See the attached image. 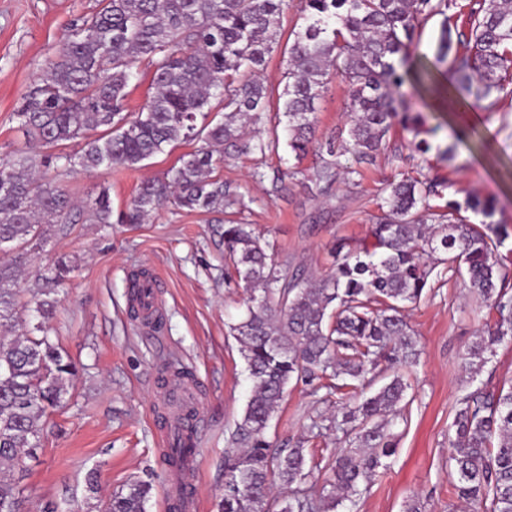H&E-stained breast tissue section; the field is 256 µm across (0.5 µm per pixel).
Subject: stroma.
Listing matches in <instances>:
<instances>
[{"mask_svg":"<svg viewBox=\"0 0 512 512\" xmlns=\"http://www.w3.org/2000/svg\"><path fill=\"white\" fill-rule=\"evenodd\" d=\"M97 0H0V156L24 147L27 137L15 113L29 87L61 49L72 24L91 12ZM305 24L299 0H288L277 44L261 78L272 94L285 85L284 72L295 32ZM345 86L332 80L318 103V139L347 121ZM411 113L425 119L419 136L443 144L465 131L467 146L448 162L436 152H416V135L394 125L374 161L347 175L346 157L336 161V179L315 191L322 160L308 154L295 161L287 148L264 157H229L218 174L249 204L246 222L256 225L276 261L305 276L322 277L334 265L336 239L367 240L378 213L382 189L393 176L427 174L449 185L497 200L496 218L512 226V99L495 111L448 112L423 89L409 101ZM192 145L165 147L137 169L115 168L62 176L75 202L108 188L113 209H120L142 181L162 177ZM297 167L285 180L286 191H272L277 171ZM265 180L254 178V169ZM65 259L71 272L61 302L49 321L51 337L72 358L78 380L60 407L52 410L41 448L24 457L17 474L27 487L24 512H102L108 496L131 478L151 481L147 512H169L167 472L159 450L165 441L161 417L165 381L191 371L201 394L198 464L189 479L198 495L196 512H219L224 495V458L229 438L250 393L241 344L231 330L244 316L245 289L228 283L224 250L206 215L168 203L142 224H75L68 234H50L43 249L31 252L17 282L28 289L36 273ZM145 270L153 275L164 300L161 328H149L129 315L128 280ZM487 309L462 279L452 276L426 290L408 312L420 343L419 363L411 378L410 404L394 428L396 452L385 458L355 510L403 512L419 496L425 512H460L451 483L450 426L460 391L470 386L494 389L512 383V343L499 347L494 360L469 377L461 355L482 327ZM337 397L312 393L291 383L275 412L266 438L271 447L302 443L315 468L304 484L317 506L327 505L334 481L332 456L345 448L342 434L313 436L312 416L339 409Z\"/></svg>","mask_w":512,"mask_h":512,"instance_id":"stroma-1","label":"stroma"}]
</instances>
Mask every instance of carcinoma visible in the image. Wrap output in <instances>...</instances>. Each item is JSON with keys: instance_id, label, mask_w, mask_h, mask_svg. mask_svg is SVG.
<instances>
[{"instance_id": "1", "label": "carcinoma", "mask_w": 512, "mask_h": 512, "mask_svg": "<svg viewBox=\"0 0 512 512\" xmlns=\"http://www.w3.org/2000/svg\"><path fill=\"white\" fill-rule=\"evenodd\" d=\"M286 0H100L68 34L59 55L15 112L27 150L0 158V512H23L24 487L15 478L20 456L41 446L47 411L59 406L78 376L76 365L49 336L57 299L48 284L70 273L60 259L44 277L43 298L31 330L15 331L21 291L20 256L41 246L50 229L64 235L76 222L59 170L78 166L138 168L180 140L196 142L180 165L141 184L112 219L107 191L87 201L89 224H142L172 202L189 212L248 208L244 197L213 176L224 150L262 156L278 151L277 133L244 137L270 104L259 78L276 43ZM307 20L289 49L276 111L286 119L285 144L301 160L313 147L317 102L333 77L346 85L349 122L319 148L355 162L373 159L392 127L417 128L420 115L403 109L405 87L433 76L413 61L411 46L431 15L467 11L461 27L443 22L434 53L455 102L490 110L512 98V0H300ZM453 60H448V55ZM152 68L153 92L141 112L128 115L134 68ZM81 141L78 154L66 152ZM437 178L402 179L385 188L372 242L336 244L335 271L305 282L272 260L252 225H224L229 278L249 292L244 318L232 327L251 381L250 396L232 443L242 451L224 460L233 484L221 512H270L273 493L288 489L281 512H315L299 486L306 478L305 449L272 451L265 433L294 379L354 399L353 405L310 429L335 428L351 436L332 466L333 505H356L382 458L395 447L393 426L410 388L404 370L419 355L406 309L448 272L467 279L469 290L488 303L494 323L467 348L463 367L480 372L512 336V279L499 248L512 237L495 223L496 199L446 195ZM442 199L444 204L432 200ZM479 215L478 224L469 214ZM450 461L457 502L471 512H512V386L481 387L457 400ZM191 437L174 434L162 450L169 471L183 469ZM151 485L131 480L112 493L104 512H146Z\"/></svg>"}]
</instances>
